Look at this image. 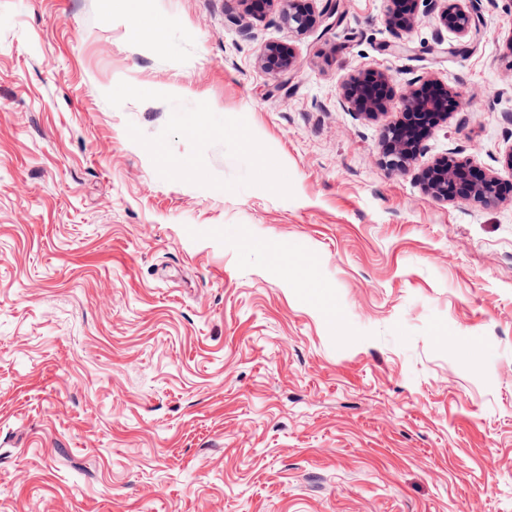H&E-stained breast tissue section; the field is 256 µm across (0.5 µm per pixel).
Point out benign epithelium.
<instances>
[{
	"instance_id": "obj_1",
	"label": "benign epithelium",
	"mask_w": 512,
	"mask_h": 512,
	"mask_svg": "<svg viewBox=\"0 0 512 512\" xmlns=\"http://www.w3.org/2000/svg\"><path fill=\"white\" fill-rule=\"evenodd\" d=\"M249 6L256 15L278 5L282 22L288 29L301 35L315 26L336 18L340 0H325L321 10H315V0H239ZM437 12L439 25L458 38L469 37L475 29L474 14L478 0H431ZM415 13L404 16L390 11L386 21L394 31H406L414 26ZM260 62L264 70L274 76L291 71L296 63L295 51L291 44L270 43L265 45ZM434 90L430 97H423L417 90L391 91L390 98H373L362 90V79L353 75L345 86V100L348 110L370 118L384 115L395 102L396 111L404 120L389 123L383 130L384 158L393 171H410L417 157L425 150L424 141L440 124L448 120V87L434 78L426 79ZM418 179L427 193L439 199L462 200L479 206H489L498 200L499 177L493 171H481L468 160H461L448 153L434 159L418 173Z\"/></svg>"
}]
</instances>
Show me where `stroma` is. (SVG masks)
<instances>
[{"label": "stroma", "instance_id": "obj_1", "mask_svg": "<svg viewBox=\"0 0 512 512\" xmlns=\"http://www.w3.org/2000/svg\"><path fill=\"white\" fill-rule=\"evenodd\" d=\"M480 7L464 50L429 0L300 36L0 0V512H512V0ZM379 71L462 96L417 163L506 196L386 169L395 113L343 106ZM260 62L263 69L274 76L287 74L296 63L294 48L287 43L267 44L261 53ZM418 179L427 193L439 199L479 206H489L498 200V175L493 171L482 172L453 153L435 158L418 173Z\"/></svg>", "mask_w": 512, "mask_h": 512}]
</instances>
